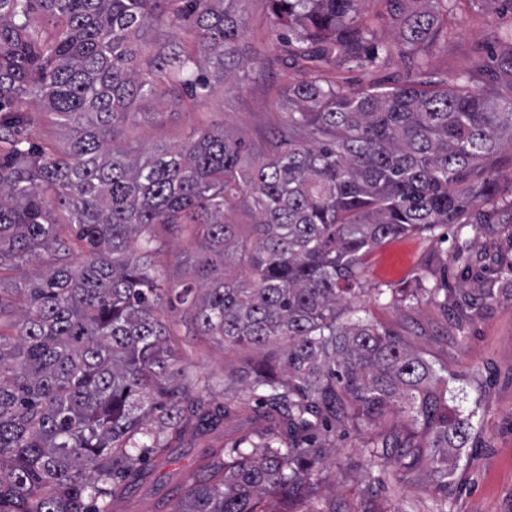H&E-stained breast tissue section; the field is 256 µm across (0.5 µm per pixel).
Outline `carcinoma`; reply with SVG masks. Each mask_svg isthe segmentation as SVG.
Returning <instances> with one entry per match:
<instances>
[{"label": "carcinoma", "instance_id": "cac0c4a2", "mask_svg": "<svg viewBox=\"0 0 512 512\" xmlns=\"http://www.w3.org/2000/svg\"><path fill=\"white\" fill-rule=\"evenodd\" d=\"M243 2L0 0V512H119L152 463L232 420V447L205 448L167 512H352L318 496L334 447L324 425L405 415L364 443L365 475L426 461L439 489L471 439L464 388L378 322L342 315L374 248L438 225L494 231L482 205L500 195L512 95L468 74L426 80L422 47L448 41L452 0H409L398 46L415 73L357 91L324 72L391 59L365 0H269L298 73L272 147L209 127L174 146L118 145L137 99L195 110L215 80L240 88ZM26 96L71 131L66 147L33 140ZM241 207L253 223L235 219ZM157 225L204 232L208 256L179 290L156 273ZM42 250L49 272L20 274ZM457 292L475 310L488 296L479 271ZM420 293L448 310L438 282L392 301ZM177 303L199 335L257 353L222 400L177 352L163 310Z\"/></svg>", "mask_w": 512, "mask_h": 512}]
</instances>
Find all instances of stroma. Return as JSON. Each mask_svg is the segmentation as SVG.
<instances>
[{
  "label": "stroma",
  "instance_id": "obj_1",
  "mask_svg": "<svg viewBox=\"0 0 512 512\" xmlns=\"http://www.w3.org/2000/svg\"><path fill=\"white\" fill-rule=\"evenodd\" d=\"M248 32L241 42L244 56L253 61L242 73V86L234 92L217 90L203 108L182 106L146 98L136 102L140 117L127 131L129 144L149 148L175 144L188 138L197 126L222 124L246 146H266L280 130L284 114L275 102L282 87L296 76L285 62L266 24L267 0H247ZM512 28V7H491L488 0H454L453 35L447 48L435 51L432 77L455 83L472 71L475 59H483V71L475 72L479 84L497 94L512 93V83L497 76L495 63L503 47L493 40L497 29ZM406 64L400 58L379 66L345 64L329 69L328 75L345 88L390 83L402 77ZM500 223L493 236L468 231V259L457 258L454 230L440 226L413 236L391 240L369 254L361 265L366 286L354 302L357 316L372 318L436 368L464 377L471 399L480 401L472 439L448 479V488L435 494L426 467L414 470L387 469L379 482L362 479L353 467L361 458L368 430L348 428L336 435L338 451L326 464L321 490L337 497L354 512H436L444 501L445 512H512V269L498 265L494 255L512 249V206L499 203ZM162 250L156 267L174 286L189 277L187 259L206 255L200 236L175 226L156 229ZM484 264L493 284L491 297L477 311L460 320L447 317L435 303L422 299L398 307L375 301L374 287L408 288L416 281L433 285L435 280L456 282L465 261ZM184 363L204 374L220 378L249 361V350L231 349L195 336L180 339Z\"/></svg>",
  "mask_w": 512,
  "mask_h": 512
}]
</instances>
